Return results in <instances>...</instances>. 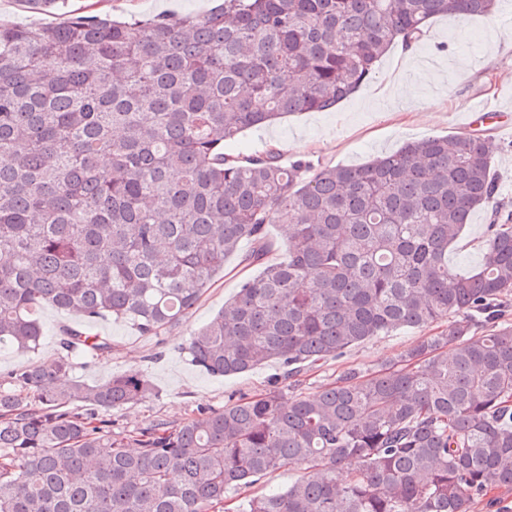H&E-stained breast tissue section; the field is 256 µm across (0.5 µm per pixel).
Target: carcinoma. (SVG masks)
Wrapping results in <instances>:
<instances>
[{
	"label": "carcinoma",
	"instance_id": "cac0c4a2",
	"mask_svg": "<svg viewBox=\"0 0 512 512\" xmlns=\"http://www.w3.org/2000/svg\"><path fill=\"white\" fill-rule=\"evenodd\" d=\"M494 8L224 0L142 24H0V349H38L44 304L81 317L54 358L0 380V512H213L285 466L296 482L247 512H471L512 488V213L488 225L478 269L448 267L496 193L489 142L432 136L357 167L224 152L347 99L431 19ZM270 224L289 231L285 262L268 260ZM244 240L260 274L185 350L215 377L282 373L176 426L112 433V410L157 391L140 371L69 378L112 356L89 325L179 326ZM443 320L385 369L288 394L306 367Z\"/></svg>",
	"mask_w": 512,
	"mask_h": 512
}]
</instances>
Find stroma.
Here are the masks:
<instances>
[{"mask_svg":"<svg viewBox=\"0 0 512 512\" xmlns=\"http://www.w3.org/2000/svg\"><path fill=\"white\" fill-rule=\"evenodd\" d=\"M220 0H0V23L39 27L59 24L69 15H108L129 22L164 13L205 14ZM417 58L404 66V50L394 47L381 60L373 78L351 98L326 112H305L273 125L244 131L232 153L263 154L279 142L285 160L307 159L314 165L357 166L374 156L392 152L404 143L431 135H458L463 131L460 105L476 99L488 105L505 104L512 111V0H499L495 13L458 22L445 16L433 21L418 43ZM443 73L433 84L431 71ZM471 133L492 146L496 178L495 199L512 212V131L499 130L492 121L477 120ZM489 209L475 212L460 238L448 250V264L465 274L478 265ZM242 243L215 273L209 288L190 309L179 327L161 336H144L131 324L101 318L92 332L111 337L116 345L110 359L77 360L72 378L96 385L114 376L142 371L155 386V398L112 412V430L129 433L156 421L177 425L201 408H223L230 395L263 391L278 371L263 364L249 372L215 377L190 364L181 347L191 332L209 322L247 278L258 275L246 265ZM442 324L425 329H401L377 336L343 358L313 366L298 376L294 394H315L334 383L346 369H379L423 336L442 331Z\"/></svg>","mask_w":512,"mask_h":512,"instance_id":"stroma-1","label":"stroma"}]
</instances>
